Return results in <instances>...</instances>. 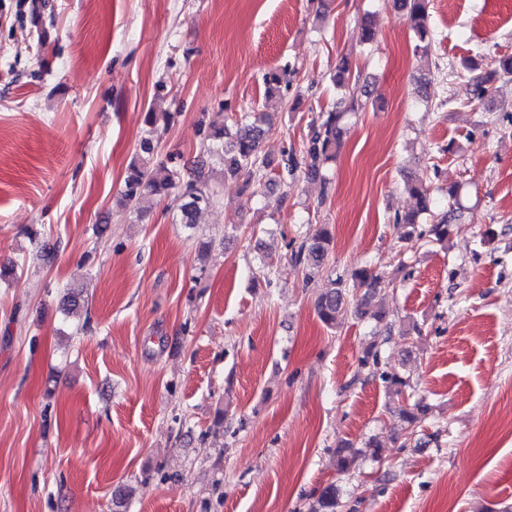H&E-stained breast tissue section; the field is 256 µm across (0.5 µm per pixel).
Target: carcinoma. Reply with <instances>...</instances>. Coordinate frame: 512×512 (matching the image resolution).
<instances>
[{"mask_svg": "<svg viewBox=\"0 0 512 512\" xmlns=\"http://www.w3.org/2000/svg\"><path fill=\"white\" fill-rule=\"evenodd\" d=\"M397 7L407 18L409 27L418 41L416 48L428 51L432 31L431 0H396ZM512 78V56H502L492 62V68L473 78L474 88L478 92L485 90V84L497 78ZM268 97L283 98L288 94L290 78L288 67L272 68L261 77ZM332 80L338 89L357 93L358 86L353 76L352 63L342 57L336 64ZM171 89L164 83L155 87L154 100L145 115V123L153 126L160 121L165 123L173 119V113L162 109L167 102ZM342 112L335 109L322 111L311 124L307 134V175L328 188L329 181L323 173V165L336 156L342 146L344 127L341 124ZM274 122L265 112H244L223 127L200 124L203 145L206 154L216 156L223 162L224 174L232 178H245V184L262 180L269 166L267 160L260 158L258 148L264 133L272 130ZM298 161L295 153L285 150L275 169L274 180L283 189L282 198L288 197V189L295 183ZM409 194L415 199V208L395 217L394 223L408 229L407 237L419 233V237L428 238V242L445 244L448 241L449 227L455 220L449 211L428 229L417 231L419 218L433 212L437 207L435 189L419 181L406 184ZM124 207L143 216L146 204L153 201L170 200L176 209V218L181 224H196L199 213L212 206L217 200V192L210 186V174L206 163L198 161L187 166L178 153H161L151 139L141 141L132 157L124 178L122 191ZM332 238L328 230L323 229L314 236L302 241L298 250L292 253L295 263L311 273L323 270L329 259ZM382 277L371 268L363 266L351 271L348 278L341 276L331 280L324 289L315 306L319 320L327 327L334 328L337 319L348 306H354L355 315L360 318L385 319L387 312L382 304L375 303L381 293ZM384 381L403 396L398 417L407 425V429L423 427L430 406L422 400L404 394L409 386L406 379L398 374L384 375ZM358 450L345 443L336 449V469L344 474L349 471ZM341 507L338 488L331 481L322 486L314 495L308 512H338Z\"/></svg>", "mask_w": 512, "mask_h": 512, "instance_id": "obj_1", "label": "carcinoma"}]
</instances>
